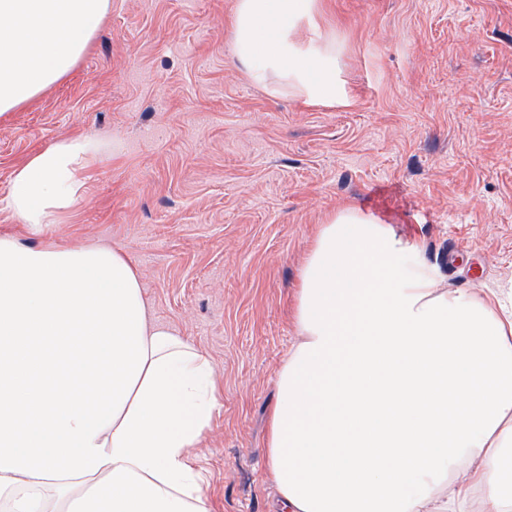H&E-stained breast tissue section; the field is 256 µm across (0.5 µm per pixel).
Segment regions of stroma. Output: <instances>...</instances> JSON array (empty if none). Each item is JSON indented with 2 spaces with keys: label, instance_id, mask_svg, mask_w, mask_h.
Here are the masks:
<instances>
[{
  "label": "stroma",
  "instance_id": "1",
  "mask_svg": "<svg viewBox=\"0 0 512 512\" xmlns=\"http://www.w3.org/2000/svg\"><path fill=\"white\" fill-rule=\"evenodd\" d=\"M235 4L112 0L69 76L0 121V199L33 151L99 142L47 233L124 251L153 320L212 360L219 405L192 451L211 512H275L267 418L298 271L330 213L362 203L420 236L449 287L512 282V0H325L349 93L336 106L252 79Z\"/></svg>",
  "mask_w": 512,
  "mask_h": 512
}]
</instances>
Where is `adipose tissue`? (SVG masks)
I'll return each mask as SVG.
<instances>
[{
    "label": "adipose tissue",
    "mask_w": 512,
    "mask_h": 512,
    "mask_svg": "<svg viewBox=\"0 0 512 512\" xmlns=\"http://www.w3.org/2000/svg\"><path fill=\"white\" fill-rule=\"evenodd\" d=\"M111 0H0V119L63 81ZM323 0H236L233 54L269 95L346 101ZM97 142L16 167L0 236V512H210L191 450L211 361L148 315L112 246L48 238ZM420 238L365 206L329 214L299 273L267 472L276 512H512V289L448 288Z\"/></svg>",
    "instance_id": "1"
}]
</instances>
